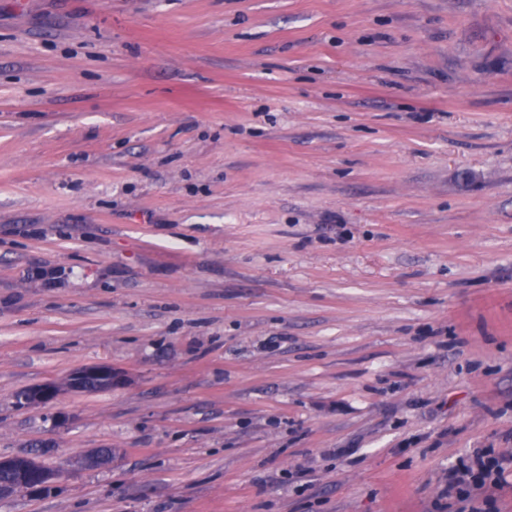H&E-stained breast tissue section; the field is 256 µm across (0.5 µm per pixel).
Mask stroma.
<instances>
[{"label": "stroma", "mask_w": 512, "mask_h": 512, "mask_svg": "<svg viewBox=\"0 0 512 512\" xmlns=\"http://www.w3.org/2000/svg\"><path fill=\"white\" fill-rule=\"evenodd\" d=\"M485 449L512 0H0V457L66 471L0 512H459ZM123 377L112 366L100 364L82 368L74 372L69 379V387L76 390L95 387L97 390L112 389V386L121 385ZM105 389H99L100 387Z\"/></svg>", "instance_id": "stroma-1"}]
</instances>
